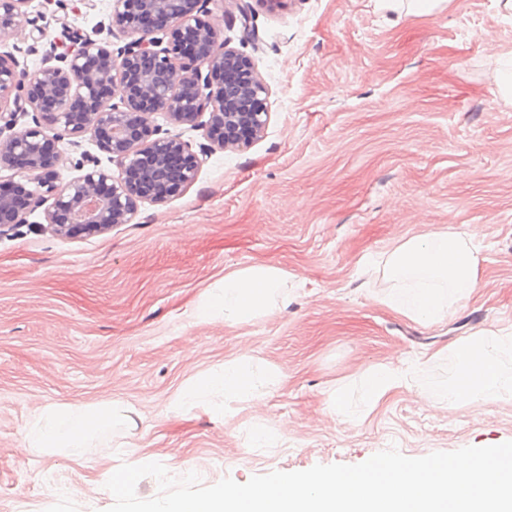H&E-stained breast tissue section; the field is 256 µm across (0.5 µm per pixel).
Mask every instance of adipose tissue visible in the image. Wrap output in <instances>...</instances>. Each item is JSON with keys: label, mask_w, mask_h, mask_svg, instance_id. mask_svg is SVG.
I'll return each mask as SVG.
<instances>
[{"label": "adipose tissue", "mask_w": 512, "mask_h": 512, "mask_svg": "<svg viewBox=\"0 0 512 512\" xmlns=\"http://www.w3.org/2000/svg\"><path fill=\"white\" fill-rule=\"evenodd\" d=\"M478 254L472 237L451 229L402 240L376 259L375 269L388 287L373 298L418 323L448 319L478 286ZM287 282L286 272L267 264L231 271L207 290L197 305V316L203 321L221 319L228 325L254 322L286 302ZM505 354H512L511 332H477L449 349L452 375L448 381H429L425 364H417V391L426 402L451 406L512 401V366L502 362ZM254 365L247 353L225 361L179 390L171 408L186 413L202 407L223 419L225 405L264 396L269 380L255 372ZM130 419V414L111 406H50L27 425L23 449L31 454L81 455L111 425Z\"/></svg>", "instance_id": "ef3b65f1"}]
</instances>
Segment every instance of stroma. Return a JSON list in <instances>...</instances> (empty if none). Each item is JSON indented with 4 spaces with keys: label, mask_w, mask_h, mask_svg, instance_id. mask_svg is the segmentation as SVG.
Returning a JSON list of instances; mask_svg holds the SVG:
<instances>
[{
    "label": "stroma",
    "mask_w": 512,
    "mask_h": 512,
    "mask_svg": "<svg viewBox=\"0 0 512 512\" xmlns=\"http://www.w3.org/2000/svg\"><path fill=\"white\" fill-rule=\"evenodd\" d=\"M24 37L0 40L27 69L71 31L100 32L109 0H27ZM251 18L244 33L241 13ZM208 20L269 89L260 138L214 152L195 182L136 219L74 238L43 212L0 235V512H107L124 463L194 467L205 485L359 464L394 447L417 458L512 441V402L431 406L412 366L447 380L437 351L512 331V102L498 93L512 17L496 0L398 15L379 0H209ZM47 26L40 37L39 26ZM452 228L473 235L480 278L448 320L414 322L372 299V258ZM289 274L285 307L249 324L199 321L226 273ZM250 351L276 378L259 404L167 415L189 379ZM403 384L366 407L364 374ZM342 398L346 416L331 413ZM65 403L127 404L126 447L22 452L25 427ZM278 433L256 447V426Z\"/></svg>",
    "instance_id": "1"
}]
</instances>
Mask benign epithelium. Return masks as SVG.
<instances>
[{
    "label": "benign epithelium",
    "mask_w": 512,
    "mask_h": 512,
    "mask_svg": "<svg viewBox=\"0 0 512 512\" xmlns=\"http://www.w3.org/2000/svg\"><path fill=\"white\" fill-rule=\"evenodd\" d=\"M25 0H0V40L25 31ZM207 0H112L109 30L126 44L118 53L81 35L56 64L30 71L0 52V135L18 115L23 130L0 138V185L21 188L22 200L0 192V234L44 208L50 232L61 238L128 224L143 202L183 193L216 150L240 148L263 133L267 86L255 63L221 39L203 19ZM13 109H8V106ZM203 132L209 145L194 151L181 134L153 121ZM94 135L115 169L93 167L62 180L61 157L48 145Z\"/></svg>",
    "instance_id": "7a95c632"
}]
</instances>
